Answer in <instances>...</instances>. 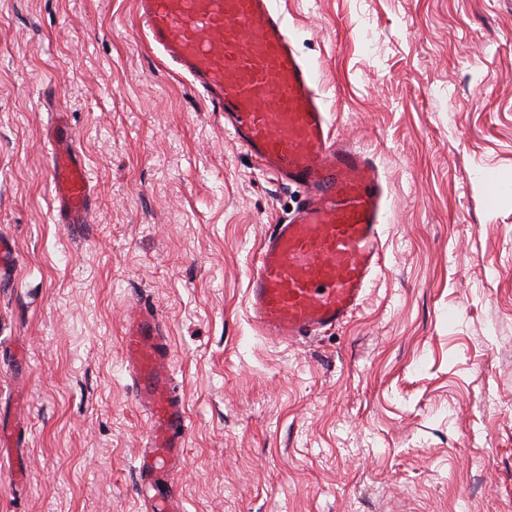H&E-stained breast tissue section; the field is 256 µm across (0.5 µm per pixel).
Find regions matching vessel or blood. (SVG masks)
<instances>
[{
    "label": "vessel or blood",
    "instance_id": "1",
    "mask_svg": "<svg viewBox=\"0 0 512 512\" xmlns=\"http://www.w3.org/2000/svg\"><path fill=\"white\" fill-rule=\"evenodd\" d=\"M147 40L186 75L259 170L298 188L293 216L263 238L248 284L251 317L277 343L320 335L362 307L385 260L388 193L372 157L341 140L316 73L275 0H136ZM61 223L90 221L94 189L65 112L49 128ZM148 434L136 466L147 512H185L174 476L189 433L170 370L165 323L133 308L121 336Z\"/></svg>",
    "mask_w": 512,
    "mask_h": 512
}]
</instances>
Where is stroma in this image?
<instances>
[{
	"label": "stroma",
	"mask_w": 512,
	"mask_h": 512,
	"mask_svg": "<svg viewBox=\"0 0 512 512\" xmlns=\"http://www.w3.org/2000/svg\"><path fill=\"white\" fill-rule=\"evenodd\" d=\"M278 2L390 188L364 306L292 345L255 331L247 288L294 187L163 64L134 0H0V512H144L121 348L143 302L187 407L185 512H512V0ZM57 110L87 224L57 218Z\"/></svg>",
	"instance_id": "obj_1"
}]
</instances>
